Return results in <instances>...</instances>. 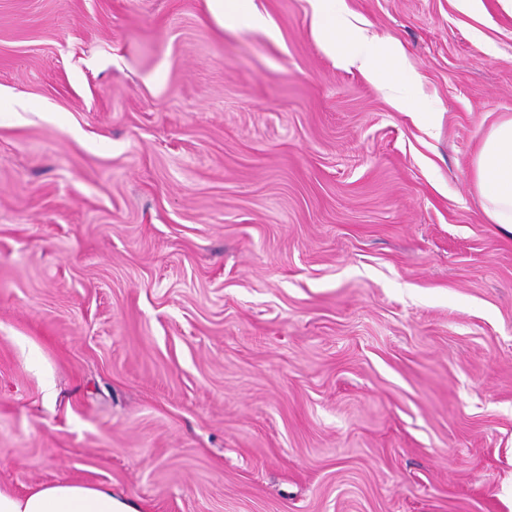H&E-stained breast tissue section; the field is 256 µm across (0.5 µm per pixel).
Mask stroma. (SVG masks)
<instances>
[{
    "instance_id": "stroma-1",
    "label": "stroma",
    "mask_w": 512,
    "mask_h": 512,
    "mask_svg": "<svg viewBox=\"0 0 512 512\" xmlns=\"http://www.w3.org/2000/svg\"><path fill=\"white\" fill-rule=\"evenodd\" d=\"M0 0V486L140 512H512V233L470 181L512 18ZM248 0H206L209 13L219 22L237 26L264 28V23L249 10ZM313 26L323 49L341 58L347 65L357 67L372 78L381 89L387 88V79L380 68L384 44L379 37L348 38L342 31L344 0H311Z\"/></svg>"
}]
</instances>
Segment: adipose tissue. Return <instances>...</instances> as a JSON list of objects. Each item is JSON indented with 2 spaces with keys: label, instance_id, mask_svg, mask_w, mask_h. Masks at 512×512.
Returning a JSON list of instances; mask_svg holds the SVG:
<instances>
[{
  "label": "adipose tissue",
  "instance_id": "adipose-tissue-1",
  "mask_svg": "<svg viewBox=\"0 0 512 512\" xmlns=\"http://www.w3.org/2000/svg\"><path fill=\"white\" fill-rule=\"evenodd\" d=\"M313 25L324 50L372 78L387 79L380 68V38L347 37L342 30L344 0H312ZM473 189L491 224L512 231V115L483 133L472 168ZM0 512H138L116 497L111 486L82 481L41 483L25 493L0 489Z\"/></svg>",
  "mask_w": 512,
  "mask_h": 512
}]
</instances>
